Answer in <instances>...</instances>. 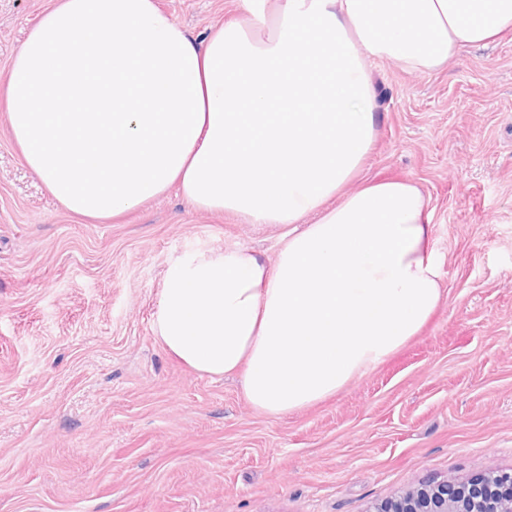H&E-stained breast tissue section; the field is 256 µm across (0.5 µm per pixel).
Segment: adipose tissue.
Instances as JSON below:
<instances>
[{"label": "adipose tissue", "instance_id": "adipose-tissue-1", "mask_svg": "<svg viewBox=\"0 0 512 512\" xmlns=\"http://www.w3.org/2000/svg\"><path fill=\"white\" fill-rule=\"evenodd\" d=\"M196 40L156 0H53L0 100L26 167L65 210L117 217L178 189L285 226L275 263L227 246L174 260L156 339L238 375L271 416L321 402L417 336L442 297L428 201L349 184L376 138L371 63L436 73L512 32V0H239Z\"/></svg>", "mask_w": 512, "mask_h": 512}]
</instances>
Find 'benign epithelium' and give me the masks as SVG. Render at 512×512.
Wrapping results in <instances>:
<instances>
[{
    "label": "benign epithelium",
    "instance_id": "obj_1",
    "mask_svg": "<svg viewBox=\"0 0 512 512\" xmlns=\"http://www.w3.org/2000/svg\"><path fill=\"white\" fill-rule=\"evenodd\" d=\"M366 512H512V471L419 483L389 502L372 505Z\"/></svg>",
    "mask_w": 512,
    "mask_h": 512
}]
</instances>
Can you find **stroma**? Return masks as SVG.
<instances>
[{
  "mask_svg": "<svg viewBox=\"0 0 512 512\" xmlns=\"http://www.w3.org/2000/svg\"><path fill=\"white\" fill-rule=\"evenodd\" d=\"M193 36L238 0H157ZM49 0H0V83ZM370 180L428 199L437 312L386 362L281 417L172 357L173 259L283 227L170 191L90 223L21 161L0 103V512H365L414 482L512 469V33L433 74L381 59Z\"/></svg>",
  "mask_w": 512,
  "mask_h": 512,
  "instance_id": "1",
  "label": "stroma"
}]
</instances>
